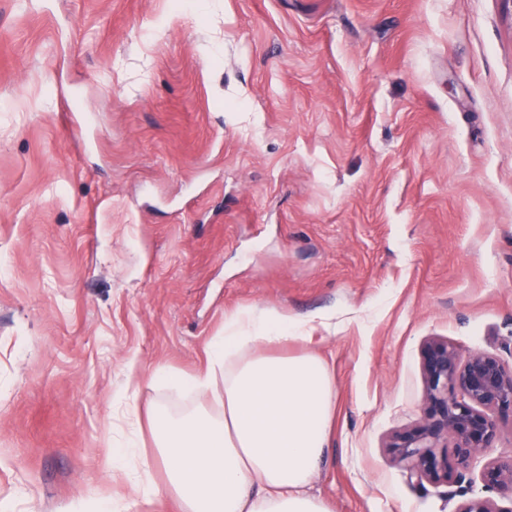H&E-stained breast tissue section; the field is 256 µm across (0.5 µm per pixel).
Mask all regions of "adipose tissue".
I'll use <instances>...</instances> for the list:
<instances>
[{
    "instance_id": "1",
    "label": "adipose tissue",
    "mask_w": 512,
    "mask_h": 512,
    "mask_svg": "<svg viewBox=\"0 0 512 512\" xmlns=\"http://www.w3.org/2000/svg\"><path fill=\"white\" fill-rule=\"evenodd\" d=\"M305 324L251 310L233 315L191 385L221 414L150 416L153 438L181 512H331L308 487L335 419L336 383L326 362L277 347Z\"/></svg>"
}]
</instances>
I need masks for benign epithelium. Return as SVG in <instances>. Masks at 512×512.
<instances>
[{
	"instance_id": "benign-epithelium-1",
	"label": "benign epithelium",
	"mask_w": 512,
	"mask_h": 512,
	"mask_svg": "<svg viewBox=\"0 0 512 512\" xmlns=\"http://www.w3.org/2000/svg\"><path fill=\"white\" fill-rule=\"evenodd\" d=\"M425 396L421 416L394 434L387 448L407 479L450 488L464 497L454 512H512V455L490 456L507 418H512V362L488 351L462 354L440 338L421 351ZM481 492L462 486L473 464Z\"/></svg>"
}]
</instances>
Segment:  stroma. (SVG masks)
<instances>
[{
    "mask_svg": "<svg viewBox=\"0 0 512 512\" xmlns=\"http://www.w3.org/2000/svg\"><path fill=\"white\" fill-rule=\"evenodd\" d=\"M249 309L335 375L314 495L454 512L386 443L424 341L512 357L503 0H0V501L180 512L148 414ZM134 444L123 446V448H115L113 455V469H118L125 474L130 469H139L141 465L139 461H142L138 454L137 448Z\"/></svg>",
    "mask_w": 512,
    "mask_h": 512,
    "instance_id": "35a3bbf8",
    "label": "stroma"
}]
</instances>
